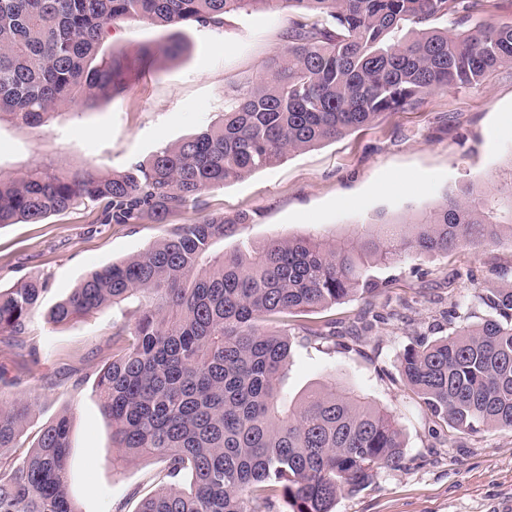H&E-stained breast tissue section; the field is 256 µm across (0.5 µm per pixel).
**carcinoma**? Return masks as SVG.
Instances as JSON below:
<instances>
[{
  "instance_id": "obj_1",
  "label": "carcinoma",
  "mask_w": 512,
  "mask_h": 512,
  "mask_svg": "<svg viewBox=\"0 0 512 512\" xmlns=\"http://www.w3.org/2000/svg\"><path fill=\"white\" fill-rule=\"evenodd\" d=\"M481 0H0V120L31 128L69 104L92 107L124 88L125 55H99L105 29L144 19L164 29L224 27L226 15L282 9L290 24L255 82L221 118L124 171L53 161L0 172V228L36 224L106 201L96 224H163L210 189L339 138L441 89L473 86L512 66V25L476 18ZM448 19V26L433 23ZM178 42L138 51L147 62ZM494 189L380 221L340 239L275 236L230 255L214 244L244 218L206 214L144 252L91 272L50 312L54 324L134 303L112 333L96 388L120 459L165 463L137 512H332L340 496L402 465L401 429L386 410L337 388L287 405L280 385L288 329L263 321L373 292L371 264L446 254L512 234L486 213ZM44 291L0 290V348L23 342ZM489 315L404 350L400 371L450 428L512 431V283L487 291ZM32 400L0 398V456L17 447ZM69 418L46 424L21 460H0V512H78L67 493ZM191 474L189 487L179 484Z\"/></svg>"
}]
</instances>
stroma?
<instances>
[{
    "label": "stroma",
    "instance_id": "stroma-1",
    "mask_svg": "<svg viewBox=\"0 0 512 512\" xmlns=\"http://www.w3.org/2000/svg\"><path fill=\"white\" fill-rule=\"evenodd\" d=\"M288 26L287 12L269 9L229 15L219 29L113 23L104 53L130 55L168 41L184 50L152 65L132 62L125 89L95 108H59L39 129L0 120V170L16 172L46 157L105 171L146 160L218 121L225 94L256 79ZM511 168L512 67L501 66L480 85L434 92L415 108L383 113L341 138L211 189L198 208L173 212L162 224H98L102 205L88 202L37 224L0 228V289L27 278L46 285L23 347L0 353V396L36 400L11 457L25 456L39 430L66 413L68 495L79 512H137L157 490L151 480L162 467L157 458L123 461L113 454L112 427L96 392L121 309L108 306L64 324L47 320L90 272L208 213L248 218L215 243L218 252L277 235L338 238L434 206L447 191L464 193L476 181L512 188ZM371 274L379 284L374 294L288 318L284 395L344 388L391 412L405 439L401 467L382 469L361 491L342 495L334 512H512V431L466 433L436 423L399 372L404 349L451 332L450 307L473 323L486 315L475 291L512 282V242L377 264ZM330 323L336 334L329 339L305 332Z\"/></svg>",
    "mask_w": 512,
    "mask_h": 512
}]
</instances>
